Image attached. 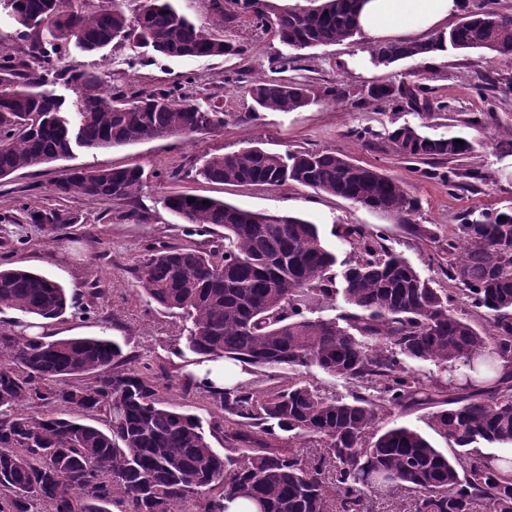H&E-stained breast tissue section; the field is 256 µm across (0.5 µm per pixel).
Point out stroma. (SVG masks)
<instances>
[{"mask_svg":"<svg viewBox=\"0 0 512 512\" xmlns=\"http://www.w3.org/2000/svg\"><path fill=\"white\" fill-rule=\"evenodd\" d=\"M280 0H236L228 10L233 23L225 35L239 41L244 55L219 58H169L131 42L114 45L106 55L69 48L58 62L65 71L99 74L108 90L126 93L178 89L181 96L203 106L220 105L227 122L222 132L191 138H160L110 149H74L70 158L18 171L0 179V262L38 270L58 280L73 295L71 313L54 322L59 336H109L137 365H148L162 375V399L187 406L210 430L217 411L196 393L186 392L183 373L202 365L203 356L190 352L184 336L187 323L181 315L150 303L136 287L132 268L144 244H184L207 247L204 236L188 235L187 227L163 205L172 191L209 196L234 206L267 214H297L317 224L327 246L338 258L350 249L333 236L338 224H356L384 231L385 245L401 253L422 277L444 288L448 279V232L470 212L512 207V157L499 159L494 142L512 135V62L500 61L487 51L449 49L426 59H405L384 66L370 59V40L363 35L325 47L299 51L288 66V78L320 91L340 89L334 99L317 98L293 112H264L258 120L239 122L251 110L247 93L256 80L269 77V59L287 49L272 32L255 28L254 10L274 14ZM422 84L433 103L445 109L434 118L406 102L383 108L369 104L371 85ZM408 124L434 137L461 135L473 139L470 155L429 161L432 169H456L463 176L457 188L446 180L425 178L416 172L388 140V131ZM377 130L372 140L352 136V129ZM256 141L272 152L333 150L356 162L370 164L402 180L418 202L411 224H402L386 213L318 193L292 183L282 186H235L197 178L205 155L239 150ZM138 165L146 179L133 200L57 197L53 182L63 168H112ZM479 169L482 179L468 178ZM180 171V180L169 177ZM143 219H124L129 209ZM53 210L63 223L53 239H46L30 214ZM428 230L416 237L411 225Z\"/></svg>","mask_w":512,"mask_h":512,"instance_id":"stroma-1","label":"stroma"}]
</instances>
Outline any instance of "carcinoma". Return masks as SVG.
Masks as SVG:
<instances>
[{
	"mask_svg": "<svg viewBox=\"0 0 512 512\" xmlns=\"http://www.w3.org/2000/svg\"><path fill=\"white\" fill-rule=\"evenodd\" d=\"M93 0H0L19 25V54L0 48V179L71 156L74 147L107 149L157 138L192 137L224 129V111L202 108L171 90L128 96L105 91L100 77L79 73L75 111L41 91L73 45L100 53L134 39L164 57L215 58L244 53L224 35L228 17L195 23L170 0H139L133 16L93 9ZM256 25L299 51L354 38L361 0H313ZM488 51L512 61V15L479 3L448 33L421 41L371 46L379 64L422 59L454 49ZM292 59L279 57L276 76L249 88L258 112L310 105L315 91L281 77ZM382 106L397 98L430 116L423 87L373 85ZM389 140L410 162L455 158L474 144L431 138L400 125ZM198 174L227 185L288 183L379 210L410 223L417 209L403 184L374 166L336 151L283 154L251 145L207 157ZM136 165L67 169L54 183L60 197L131 199L143 185ZM174 192L165 207L200 233L223 230L208 249L147 244L133 268L138 287L160 307L190 321L188 350L236 367L289 374L288 382L253 391L234 383L217 390L189 374L185 386L223 411L216 427L224 454L213 450L199 417L159 397V377L136 366L104 336H26L0 331V512H226L241 500L264 512H372V501L406 496L409 512H512V209H486L448 235V280L436 288L382 235L342 229L353 258L337 275L336 255L317 225L293 215L242 209L202 195ZM209 204H203V201ZM31 220L62 222L54 211ZM340 293L347 310L313 316V303ZM478 320L458 314L460 304ZM72 300L63 285L32 269L0 266V308L55 320ZM432 363L435 379L407 360ZM318 367L346 381L347 397L327 396L304 380ZM432 409L428 426L453 441L448 457L418 430L385 426L414 409ZM316 439L317 460L305 461L289 441ZM502 450L483 452L478 445ZM380 473L396 482L383 486Z\"/></svg>",
	"mask_w": 512,
	"mask_h": 512,
	"instance_id": "obj_1",
	"label": "carcinoma"
}]
</instances>
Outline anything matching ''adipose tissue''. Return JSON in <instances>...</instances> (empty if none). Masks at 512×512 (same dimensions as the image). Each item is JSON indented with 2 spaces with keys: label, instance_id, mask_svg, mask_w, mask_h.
Returning <instances> with one entry per match:
<instances>
[{
  "label": "adipose tissue",
  "instance_id": "ef3b65f1",
  "mask_svg": "<svg viewBox=\"0 0 512 512\" xmlns=\"http://www.w3.org/2000/svg\"><path fill=\"white\" fill-rule=\"evenodd\" d=\"M463 0H363L359 26L372 40L421 34L439 28Z\"/></svg>",
  "mask_w": 512,
  "mask_h": 512
}]
</instances>
